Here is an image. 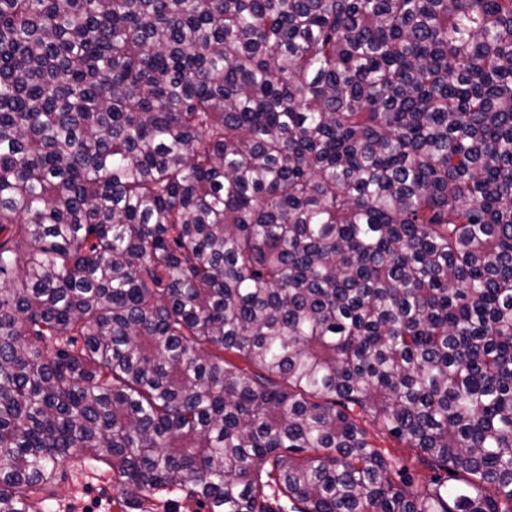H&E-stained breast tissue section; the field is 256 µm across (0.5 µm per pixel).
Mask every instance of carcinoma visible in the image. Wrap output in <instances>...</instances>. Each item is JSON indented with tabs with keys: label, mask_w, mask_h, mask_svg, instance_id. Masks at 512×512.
Listing matches in <instances>:
<instances>
[{
	"label": "carcinoma",
	"mask_w": 512,
	"mask_h": 512,
	"mask_svg": "<svg viewBox=\"0 0 512 512\" xmlns=\"http://www.w3.org/2000/svg\"><path fill=\"white\" fill-rule=\"evenodd\" d=\"M77 451L512 512V0H0V512ZM364 427L378 446L389 449L390 454L398 463L408 466L414 471L427 472V470L419 464L411 448H403V445H398L396 441L389 438L376 427L368 424H365Z\"/></svg>",
	"instance_id": "obj_1"
}]
</instances>
